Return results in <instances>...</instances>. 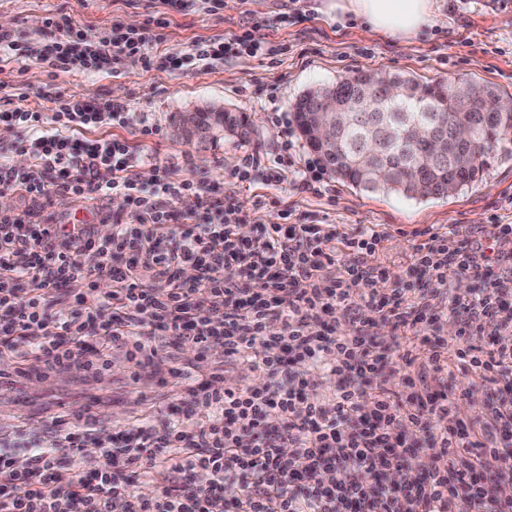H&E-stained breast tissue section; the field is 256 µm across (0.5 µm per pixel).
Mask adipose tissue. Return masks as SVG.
<instances>
[{
    "label": "adipose tissue",
    "instance_id": "obj_1",
    "mask_svg": "<svg viewBox=\"0 0 512 512\" xmlns=\"http://www.w3.org/2000/svg\"><path fill=\"white\" fill-rule=\"evenodd\" d=\"M330 8L337 17L405 43L431 24L435 0H332Z\"/></svg>",
    "mask_w": 512,
    "mask_h": 512
}]
</instances>
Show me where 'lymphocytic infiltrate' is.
Here are the masks:
<instances>
[{
    "label": "lymphocytic infiltrate",
    "instance_id": "f902f5d3",
    "mask_svg": "<svg viewBox=\"0 0 512 512\" xmlns=\"http://www.w3.org/2000/svg\"><path fill=\"white\" fill-rule=\"evenodd\" d=\"M53 43L40 59L69 71L80 32L70 16L44 21ZM162 39L114 26L109 39L89 48L83 71L100 72L127 55L150 70ZM17 105L0 110V123L17 129L0 146V190L28 198L25 220L0 215V346L27 341L47 371L73 366L100 377L109 371L111 348L148 364L156 340L191 346L198 354L222 343L225 357L264 378L261 386L200 385L177 398L165 416L115 431L96 424L54 428L53 441L39 428L18 430L22 457L0 448V512H512V450L499 447L491 430L512 431V397L496 396L470 422L455 413L447 390L456 374L482 375L512 386V224H488L490 249L456 241L454 231L432 232L418 244L411 270L429 288L403 284L383 292L378 269L361 258L375 253L383 233L354 235L334 225L260 224L241 238L235 222L212 200L206 177L172 180L166 165L135 153L119 139L85 138L99 126L130 128L144 139L159 130L147 113L123 101L98 103L59 91L46 93L51 113ZM24 152L28 167L13 165ZM154 170L142 182L140 167ZM120 196L135 221L112 220V236L94 224H51L46 208L64 205L96 211ZM350 259H343V252ZM203 270L196 284L179 280L184 267ZM234 267L230 280L211 270ZM481 281L464 297L442 301L451 276ZM109 277V290L97 281ZM87 289L71 308H56L63 286ZM460 315L455 346L437 335L446 315ZM394 336L376 341L377 321ZM496 324L490 350L469 344ZM428 335L426 349L403 345L397 331ZM403 363V389L382 378L391 357ZM439 373L437 389L418 388L417 363ZM333 379L330 394L311 391L309 371ZM99 455L86 461L84 450ZM293 456H286V449ZM430 449L405 484L384 481L407 455ZM501 461L488 471L486 457ZM304 470H297L295 458ZM71 468L60 482L62 468ZM336 471V486L319 476ZM208 486L194 482L198 471ZM357 470L371 473L363 484ZM156 483L149 495L132 491L134 478Z\"/></svg>",
    "mask_w": 512,
    "mask_h": 512
}]
</instances>
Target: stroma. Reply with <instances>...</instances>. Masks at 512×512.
Listing matches in <instances>:
<instances>
[{"mask_svg":"<svg viewBox=\"0 0 512 512\" xmlns=\"http://www.w3.org/2000/svg\"><path fill=\"white\" fill-rule=\"evenodd\" d=\"M71 16L89 42L110 35L114 25L142 27L148 16L164 18V41L155 67L144 71L127 57L114 70L49 76L36 53L47 43L48 13ZM25 35L35 54L23 62L0 61V93L59 90L89 99H123L132 111L149 113L161 139H141L134 130L101 127L90 138L126 140L171 169L173 179L206 175L217 204L234 205L244 225L333 224L344 234L373 228L386 235L367 263L385 270L386 287L404 283L424 230H455L466 238L481 224H512V155L493 153L482 176L445 198L408 199L369 193L341 183L324 168L309 170L313 154L292 121L294 102L308 89L335 83L358 70H386L426 80L470 79L512 95V0H438L430 30L403 43L355 25L336 24L324 0H224L207 11L202 0L182 8L176 0H0V21ZM248 27L270 55L197 59L198 42ZM208 104L246 113V139L227 138L201 149L177 135L181 112ZM252 161L249 181L238 175ZM314 181L306 188L304 180ZM100 379L80 369L49 372L26 343L0 353V438L30 425H48L84 415L94 404V422L105 430L152 419L172 397L197 381L261 385V374L227 361L222 350L197 356L191 347L163 345L155 362L136 371L122 351ZM456 412L470 420L491 401L480 375L458 376Z\"/></svg>","mask_w":512,"mask_h":512,"instance_id":"35a3bbf8","label":"stroma"}]
</instances>
